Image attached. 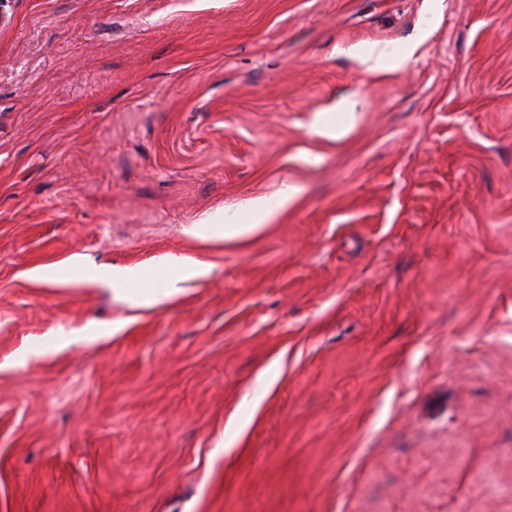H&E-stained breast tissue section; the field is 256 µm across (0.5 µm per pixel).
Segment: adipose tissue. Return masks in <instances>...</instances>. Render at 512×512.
<instances>
[{"label": "adipose tissue", "instance_id": "1", "mask_svg": "<svg viewBox=\"0 0 512 512\" xmlns=\"http://www.w3.org/2000/svg\"><path fill=\"white\" fill-rule=\"evenodd\" d=\"M72 269L81 273L83 279L111 287L116 299L135 306H149L162 299L175 295V284L178 280L196 275V268L183 263L179 258H171L167 264L170 271L163 287L141 288L142 275L133 268L111 266H89L84 257L73 256L70 262Z\"/></svg>", "mask_w": 512, "mask_h": 512}]
</instances>
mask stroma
<instances>
[{"label": "stroma", "instance_id": "35a3bbf8", "mask_svg": "<svg viewBox=\"0 0 512 512\" xmlns=\"http://www.w3.org/2000/svg\"><path fill=\"white\" fill-rule=\"evenodd\" d=\"M0 512H512V0H5ZM253 213V224H217L218 222H214V224L201 225L202 227L195 228L191 232L195 235L222 239L238 237L253 231L269 217V211L263 203L258 204ZM70 266L82 274V279L112 287L116 299L123 300L134 306H150L162 299L174 296L178 288V280L203 273L183 263L179 258L172 257L167 263L169 277L165 278L163 288H132L142 280L141 272L133 268L111 266L90 267L84 257L73 256Z\"/></svg>", "mask_w": 512, "mask_h": 512}]
</instances>
